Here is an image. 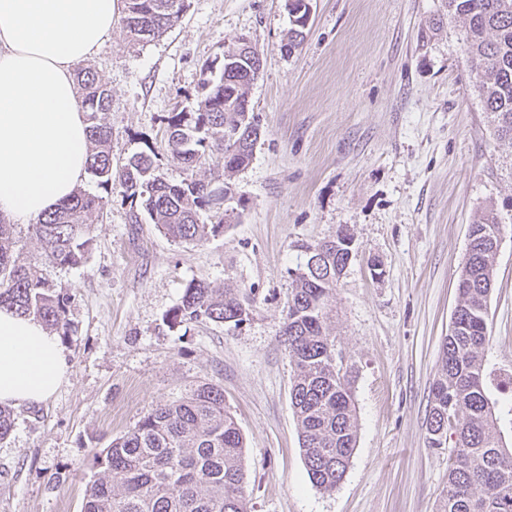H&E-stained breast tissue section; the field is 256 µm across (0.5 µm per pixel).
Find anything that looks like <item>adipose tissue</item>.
<instances>
[{
    "label": "adipose tissue",
    "mask_w": 512,
    "mask_h": 512,
    "mask_svg": "<svg viewBox=\"0 0 512 512\" xmlns=\"http://www.w3.org/2000/svg\"><path fill=\"white\" fill-rule=\"evenodd\" d=\"M123 0H0V218L28 224L88 175L74 67L112 38ZM69 371L57 336L0 308V404L31 408Z\"/></svg>",
    "instance_id": "obj_1"
}]
</instances>
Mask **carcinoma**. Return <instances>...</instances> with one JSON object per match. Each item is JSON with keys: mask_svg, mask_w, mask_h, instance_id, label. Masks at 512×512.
<instances>
[{"mask_svg": "<svg viewBox=\"0 0 512 512\" xmlns=\"http://www.w3.org/2000/svg\"><path fill=\"white\" fill-rule=\"evenodd\" d=\"M121 25L129 37L162 36L189 7V0H124ZM448 14L465 23L463 52L474 76L473 89L488 112L494 135L512 149V0H444ZM288 50L304 41L308 18L294 14ZM233 58L216 56L200 68L196 100L160 116L172 156L186 171L173 183L163 176L154 150L131 155L113 166L111 131L104 115L112 90L96 69L77 72L89 134L88 172L104 195L80 189L29 225L41 243L40 260L23 263L15 254V225L0 221V307L32 316L57 336L68 334L70 297L50 278V270L76 267L88 258L94 219L103 215L105 196L122 189L130 206L143 212L175 243L194 244L224 231L200 220L221 209L211 182L198 170L216 154L226 155L238 107L248 98V76L261 64L247 38L233 45ZM257 129L242 131L224 172L247 167ZM502 224L491 211L470 225L469 244L457 284L458 302L441 347V366L432 385L428 443L439 448L456 436L448 458V485L438 512H512V446L496 432V402L487 389L484 351L489 342L487 307L493 287V241ZM353 237L341 231L332 240L305 246L307 259L293 273L283 336L293 369L291 404L301 448L313 485L332 492L343 480L357 443L355 403L336 364V345L325 326L329 298L352 250ZM249 303L229 288L205 280L190 282L181 303L167 314L170 327L211 321L239 327L249 319ZM244 442L224 406V389L202 382L185 396L161 403L93 458L96 469L85 489L84 512H246Z\"/></svg>", "mask_w": 512, "mask_h": 512, "instance_id": "obj_1", "label": "carcinoma"}]
</instances>
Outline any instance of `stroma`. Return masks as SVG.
Instances as JSON below:
<instances>
[{"instance_id":"1","label":"stroma","mask_w":512,"mask_h":512,"mask_svg":"<svg viewBox=\"0 0 512 512\" xmlns=\"http://www.w3.org/2000/svg\"><path fill=\"white\" fill-rule=\"evenodd\" d=\"M301 49L285 50L287 0H189L177 25L134 42L122 26L90 64L112 89V159L153 148L181 181L164 113L195 99L202 63L251 39L263 68L249 93L260 129L231 182L243 205L197 244L137 224L120 190L80 266L54 270L71 297L58 391L14 412L0 441V512H82L95 452L198 383L224 390L245 448L247 512H435L455 442L430 447L429 397L457 302L468 228L494 210L485 368L512 375V152L496 140L442 0H310ZM440 32H433L435 20ZM347 230L352 258L329 300V333L350 382L357 447L335 491L308 478L280 332L305 245ZM203 279L250 300L240 327H169Z\"/></svg>"}]
</instances>
